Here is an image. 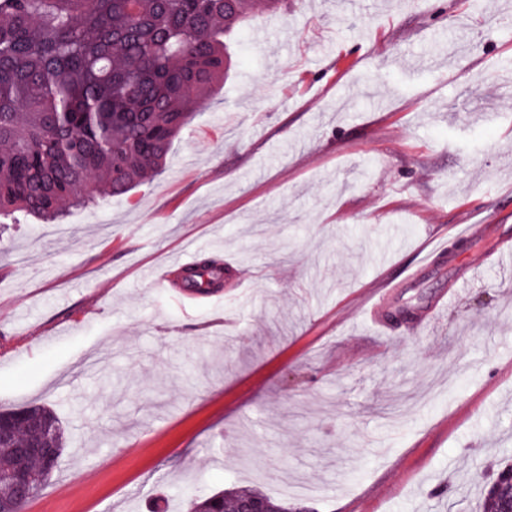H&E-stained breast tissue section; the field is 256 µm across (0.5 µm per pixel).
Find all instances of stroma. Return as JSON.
Instances as JSON below:
<instances>
[{"mask_svg":"<svg viewBox=\"0 0 512 512\" xmlns=\"http://www.w3.org/2000/svg\"><path fill=\"white\" fill-rule=\"evenodd\" d=\"M512 0H299L231 45L162 173L0 232V410L63 425L25 512H475L512 457ZM272 31L261 44L255 32ZM479 224L458 248L456 228ZM443 246L411 277L416 253ZM225 268L189 298L187 254ZM483 258L484 278L437 306ZM379 290L389 316L363 304ZM252 497L261 499L269 508V512H301V509H307V512L314 511L301 501L290 503L288 500L275 499L256 490H249L222 491L210 495L189 497L185 512H238L239 508V512H267L261 500H246Z\"/></svg>","mask_w":512,"mask_h":512,"instance_id":"stroma-1","label":"stroma"}]
</instances>
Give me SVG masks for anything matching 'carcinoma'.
Masks as SVG:
<instances>
[{
    "label": "carcinoma",
    "instance_id": "carcinoma-1",
    "mask_svg": "<svg viewBox=\"0 0 512 512\" xmlns=\"http://www.w3.org/2000/svg\"><path fill=\"white\" fill-rule=\"evenodd\" d=\"M255 0H0V219L25 213L56 221L100 194L121 196L160 172L195 104L212 97L229 69L228 45ZM224 281L206 262L183 278L195 292ZM49 427L46 447L61 456L62 425L44 406L8 412ZM18 430L0 446V499L16 492ZM27 500L51 477L28 457ZM482 487L479 512H508V493ZM270 512H301L256 490L188 498L186 512H238L248 498Z\"/></svg>",
    "mask_w": 512,
    "mask_h": 512
}]
</instances>
